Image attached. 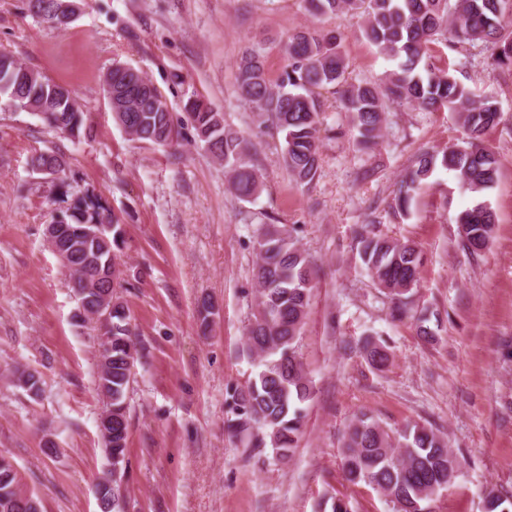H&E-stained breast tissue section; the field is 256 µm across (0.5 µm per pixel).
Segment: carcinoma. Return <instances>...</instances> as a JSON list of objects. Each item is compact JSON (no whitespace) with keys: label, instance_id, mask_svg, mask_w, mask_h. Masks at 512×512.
Wrapping results in <instances>:
<instances>
[{"label":"carcinoma","instance_id":"carcinoma-1","mask_svg":"<svg viewBox=\"0 0 512 512\" xmlns=\"http://www.w3.org/2000/svg\"><path fill=\"white\" fill-rule=\"evenodd\" d=\"M314 16L362 18L361 35L395 61L380 83H349V63L341 40L310 27L288 35L287 64L278 80L268 77L265 59L246 50L237 64L239 96L260 124L270 123L285 134L282 164L299 184L315 178L320 162L322 104L318 90L340 88L341 111L349 114L367 146L379 138L387 109L410 105L458 115L464 130L459 144L417 154L393 198V213L408 215L418 191L438 172L481 193L497 181L499 158L486 144L487 133L500 124L501 108L490 98L477 99L448 71L435 67L430 45L485 44L493 64L512 71V0H305ZM56 0H26L30 15L45 23L53 19ZM116 124L133 139L167 146L180 136L166 99L140 71H110ZM194 138L224 165L231 193L250 201L263 190L262 175L252 162L244 138L226 127L224 113L197 99L186 103ZM0 109L32 112L50 128L77 140L93 138V128L70 90L0 53ZM35 170L65 172L62 154L49 148L31 158ZM70 206L59 209L50 223L48 242L63 257L78 317L94 319L112 299L106 353L97 357L96 389L106 400L102 437L111 469L95 492L104 512H121L119 483L124 477L128 445L127 391L137 354L128 309L109 277L123 227L89 191L65 190ZM107 223L98 237L93 225ZM463 251L477 255L493 236L495 214L477 202L457 219ZM253 277L258 285L255 310L247 332L248 357L258 361L255 375L243 386L227 388L225 428L246 448H272L286 461L294 454L305 424V404L313 396L312 381L299 353L312 292L313 269L292 231L284 225L263 227L254 243ZM362 267L391 299L390 316L402 320L410 312V293L418 286L424 256L417 245L373 230L358 239ZM359 352L378 370L390 364L388 346L366 338ZM15 386L30 397L40 396V377L28 369L15 372ZM342 470L353 485L367 484L387 497L395 512H430L433 496L448 489L461 462L448 441L431 427L415 424L395 434L366 412L348 425L342 445ZM483 512H512V496L494 486L482 492ZM0 512H43L41 499L26 491L14 464L0 457Z\"/></svg>","mask_w":512,"mask_h":512}]
</instances>
